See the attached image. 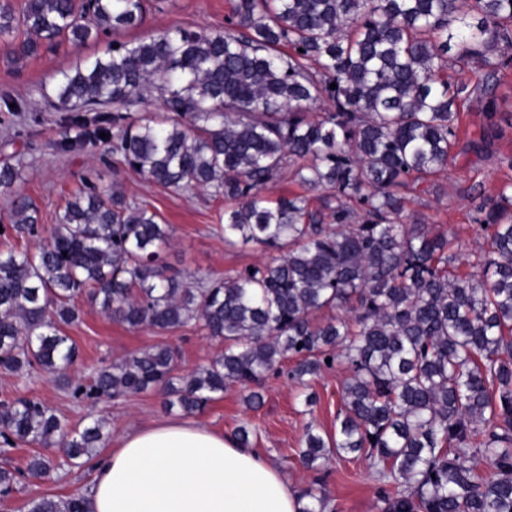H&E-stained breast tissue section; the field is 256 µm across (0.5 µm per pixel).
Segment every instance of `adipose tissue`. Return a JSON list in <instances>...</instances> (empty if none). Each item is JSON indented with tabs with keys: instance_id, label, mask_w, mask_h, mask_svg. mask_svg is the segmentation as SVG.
Listing matches in <instances>:
<instances>
[{
	"instance_id": "ef3b65f1",
	"label": "adipose tissue",
	"mask_w": 512,
	"mask_h": 512,
	"mask_svg": "<svg viewBox=\"0 0 512 512\" xmlns=\"http://www.w3.org/2000/svg\"><path fill=\"white\" fill-rule=\"evenodd\" d=\"M87 512H298L293 485L258 449L192 419L125 432L85 493Z\"/></svg>"
}]
</instances>
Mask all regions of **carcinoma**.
Here are the masks:
<instances>
[{"label": "carcinoma", "mask_w": 512, "mask_h": 512, "mask_svg": "<svg viewBox=\"0 0 512 512\" xmlns=\"http://www.w3.org/2000/svg\"><path fill=\"white\" fill-rule=\"evenodd\" d=\"M148 12V0H27L19 13L0 0V45L28 57L63 37L136 29ZM502 44L512 0H236L229 29L114 39L59 72L48 103L67 110L68 127L92 129L152 183L223 197L224 245L274 257L222 280L170 274V225L118 182L87 176L35 250H0V366L66 378L82 294L133 330L195 322L222 349L185 375L167 344L131 352L89 384L68 382L80 403L155 390L194 414L237 385L254 405L252 386L290 358L303 388L343 361L344 410L331 434L307 427L308 469L365 458L381 512H512V178L471 197L486 242L476 274L459 272L445 235L404 220V192L448 164L464 98L486 97L489 126L503 131L492 99L512 68ZM472 65L487 68L482 81H448V67ZM148 90L164 113L135 123L128 109ZM317 103L327 111H307ZM23 168L0 165L15 238L38 225ZM285 172L320 206L302 193L269 199ZM336 308L346 317L314 319ZM110 436L103 416L73 426L38 399L1 400L0 454L38 450L22 469L0 467V507L20 479L52 480L55 451L87 466ZM298 500L299 512H334L321 485ZM16 512H86L85 498L40 494Z\"/></svg>", "instance_id": "1"}]
</instances>
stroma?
<instances>
[{"mask_svg":"<svg viewBox=\"0 0 512 512\" xmlns=\"http://www.w3.org/2000/svg\"><path fill=\"white\" fill-rule=\"evenodd\" d=\"M232 0H156L144 25L121 32V39H133L169 28L189 30L224 28L232 10ZM105 40L83 45L62 42L42 48L37 55L20 58L0 47V100L23 98L37 119L21 122L19 117L0 109V163L23 162L24 194L31 197L40 211V228L48 230L56 222L67 201L82 189L83 178L97 171L103 182L118 179L129 200L156 211L173 230L165 251V260L174 271L197 274L212 280L251 265H262L270 253L253 247L226 248L224 245V201L202 193H179L146 181L129 169L114 170L101 163V145L64 151L63 140L75 137L58 111L45 100L52 76L73 66L78 60L101 55ZM483 102L471 97L464 103L462 132L453 147L444 173L427 177L420 190L409 193L406 214L430 224L444 234L463 259L476 261L484 245L478 224L469 212L466 192L472 186L494 193L502 179L512 171V128L495 135L484 127ZM81 318L69 327L79 357L68 375L83 381L98 367L130 352L167 343L178 353L181 372L204 364L219 350L220 344L189 325L180 331L159 335L148 329L132 330L105 316L87 297L75 300ZM350 372L339 364L322 372L311 382L317 403L305 410L297 384L287 374L267 377L260 385V406L244 401L240 388L228 389L195 418L200 423L234 435L247 426L252 445L267 454L283 471L295 488L309 485L314 477L299 461L297 450L307 424L333 432L336 415L342 407L341 389ZM36 397L66 416L71 423L85 420L88 414L106 417L112 437H119L133 427L146 426L169 417H180V409H165L161 395L145 392L124 400L102 402L96 406L75 403L56 381L45 376L0 373V399ZM93 472L84 467L62 466L56 482H23L14 494V505L29 497L53 493L67 496L86 491ZM325 487L336 512H378L375 480L367 461L348 457L331 460L324 468Z\"/></svg>","mask_w":512,"mask_h":512,"instance_id":"stroma-1","label":"stroma"}]
</instances>
